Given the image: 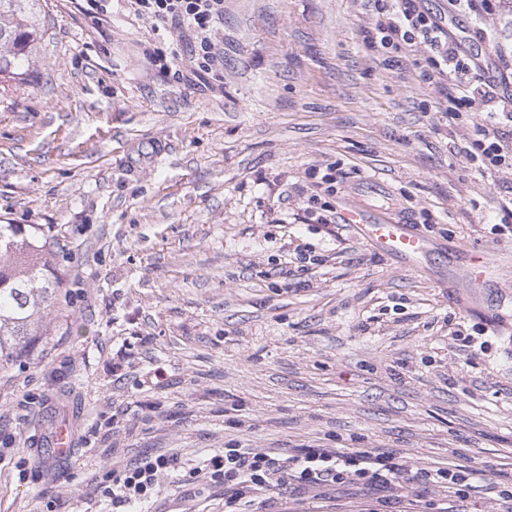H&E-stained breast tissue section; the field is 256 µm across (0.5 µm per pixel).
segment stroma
<instances>
[{
    "mask_svg": "<svg viewBox=\"0 0 512 512\" xmlns=\"http://www.w3.org/2000/svg\"><path fill=\"white\" fill-rule=\"evenodd\" d=\"M424 0L494 66L512 0ZM26 81L0 89V224L44 235L65 286L46 334L0 368V512H112L99 484L148 454L375 448L480 470L278 487L258 512H512V274L466 296V248L512 245V175L463 148L481 115L435 110L424 49L381 55L368 0H224L210 86L153 53L191 39L110 0L105 20L40 0ZM403 212L439 243L422 267L321 209ZM504 231H495V224ZM68 424L75 451L49 454ZM147 512H224L206 476L161 475Z\"/></svg>",
    "mask_w": 512,
    "mask_h": 512,
    "instance_id": "stroma-1",
    "label": "stroma"
}]
</instances>
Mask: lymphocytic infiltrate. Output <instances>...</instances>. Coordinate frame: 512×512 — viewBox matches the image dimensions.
Wrapping results in <instances>:
<instances>
[{
	"label": "lymphocytic infiltrate",
	"mask_w": 512,
	"mask_h": 512,
	"mask_svg": "<svg viewBox=\"0 0 512 512\" xmlns=\"http://www.w3.org/2000/svg\"><path fill=\"white\" fill-rule=\"evenodd\" d=\"M128 2L135 15L192 32V74L200 81L213 74L219 55L212 32L224 17V0ZM371 2L379 16L369 37L371 47L382 54H405L418 44H427L430 55L423 77L443 83L438 111L454 120L475 107L483 109L480 136L466 151L469 161L484 171H512V143L503 135L504 128H512V62L504 60L493 68L483 66L461 48L436 15L422 7V0ZM175 468L172 456L144 457L132 467L107 472L103 493L116 507L144 503L153 495L160 475ZM207 468L211 480L224 485L228 512H250L259 493L291 482L305 486L352 483L371 488L398 486L416 479L456 495L463 482L477 475L476 470L451 462L412 470L395 456L372 448H303L281 458L248 448H227L211 456Z\"/></svg>",
	"instance_id": "obj_1"
}]
</instances>
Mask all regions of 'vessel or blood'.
I'll return each mask as SVG.
<instances>
[{"label":"vessel or blood","mask_w":512,"mask_h":512,"mask_svg":"<svg viewBox=\"0 0 512 512\" xmlns=\"http://www.w3.org/2000/svg\"><path fill=\"white\" fill-rule=\"evenodd\" d=\"M345 221L377 251L410 266L418 265L433 250L432 242L417 233L408 218L401 214L383 217L352 204L346 211ZM511 250L505 244H492L469 251L465 271L467 288L474 292L483 288L497 267L496 256L507 255Z\"/></svg>","instance_id":"1"}]
</instances>
